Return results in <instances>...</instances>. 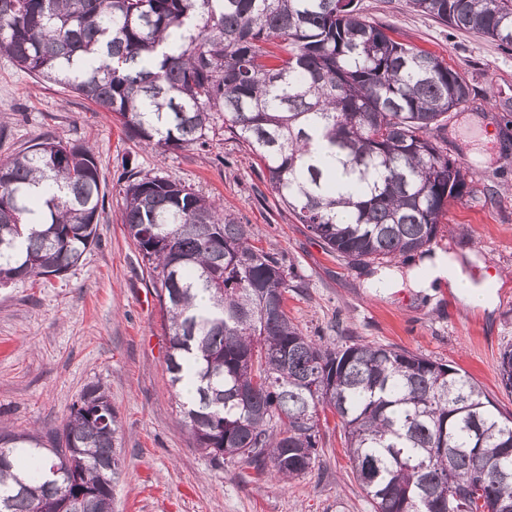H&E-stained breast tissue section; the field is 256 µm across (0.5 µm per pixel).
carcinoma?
<instances>
[{"label":"carcinoma","instance_id":"obj_1","mask_svg":"<svg viewBox=\"0 0 512 512\" xmlns=\"http://www.w3.org/2000/svg\"><path fill=\"white\" fill-rule=\"evenodd\" d=\"M512 46V0H408ZM287 44L276 55L270 44ZM0 48L23 71L115 115L147 147L224 130L325 251L388 264L430 245L466 174L434 132L470 101L437 56L394 41L340 0H0ZM122 223L169 322L166 369L183 423L213 458L306 475L320 413L341 423L372 512H512V417L462 370L389 346L317 341L286 310L278 258L191 187L129 180ZM97 163L41 141L0 163V286L63 277L97 241ZM196 379L182 399L181 383ZM498 377L512 391V345ZM118 420L88 386L45 449L0 447V512H112Z\"/></svg>","mask_w":512,"mask_h":512}]
</instances>
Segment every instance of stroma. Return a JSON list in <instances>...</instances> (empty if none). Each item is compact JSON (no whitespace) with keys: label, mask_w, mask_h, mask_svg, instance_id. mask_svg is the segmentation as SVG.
I'll return each mask as SVG.
<instances>
[{"label":"stroma","mask_w":512,"mask_h":512,"mask_svg":"<svg viewBox=\"0 0 512 512\" xmlns=\"http://www.w3.org/2000/svg\"><path fill=\"white\" fill-rule=\"evenodd\" d=\"M367 20L432 52L469 81V103L450 111L437 140L461 162L471 192L450 202L432 244L465 274L490 284L492 309L464 305L454 288H376L378 265L327 254L264 178L263 165L216 119L202 150H154L112 113L69 88L20 70L0 49V162L35 140L91 146L104 211L97 242L65 278L0 287V436L48 439L89 385L110 396L120 426L112 512H371L335 416L321 425L312 470L288 483L238 459L196 448L168 383L166 319L149 270L121 221L126 163L139 176L193 187L238 223L288 273L287 310L304 334L353 337L466 371L503 414L512 392L497 365L512 344V49L452 29L407 0H359Z\"/></svg>","instance_id":"stroma-1"}]
</instances>
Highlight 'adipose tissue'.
I'll return each instance as SVG.
<instances>
[{
  "mask_svg": "<svg viewBox=\"0 0 512 512\" xmlns=\"http://www.w3.org/2000/svg\"><path fill=\"white\" fill-rule=\"evenodd\" d=\"M454 277L455 286L469 303L483 307L491 306L492 298L484 288L475 286L465 275L453 258L445 255H437L434 261L420 266L406 267L403 269H383L373 278L375 285L388 287L392 285H407L416 291L431 288L433 282L447 277Z\"/></svg>",
  "mask_w": 512,
  "mask_h": 512,
  "instance_id": "ef3b65f1",
  "label": "adipose tissue"
}]
</instances>
